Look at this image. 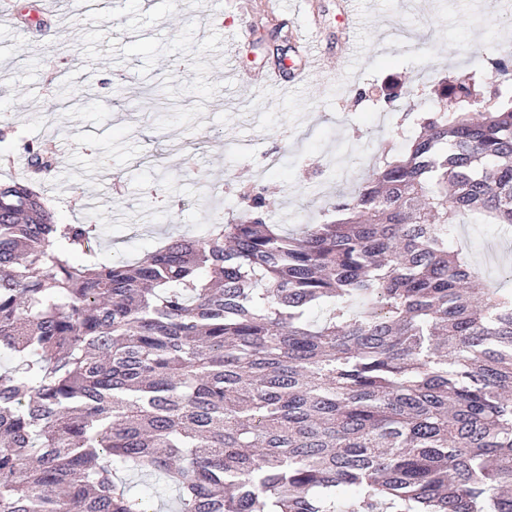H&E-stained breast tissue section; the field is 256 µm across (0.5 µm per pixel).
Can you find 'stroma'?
<instances>
[{
  "mask_svg": "<svg viewBox=\"0 0 512 512\" xmlns=\"http://www.w3.org/2000/svg\"><path fill=\"white\" fill-rule=\"evenodd\" d=\"M319 34L340 86L239 90L224 63V34L251 31L240 61L271 68L296 59L295 25L274 0H112L110 7L32 26L38 0H14L0 27V183L21 178L23 144L46 146L49 175L34 178L56 222L97 224L105 260L134 262L165 237L203 232L238 207L241 186L264 188L273 223L321 222L337 194L354 190L384 147L413 135L405 103L437 109L435 88L461 72L498 93L493 54L508 55L512 0H361L368 21L347 60L338 0H314ZM278 166L264 168L265 154ZM223 183V197L207 185ZM456 242L485 283L512 289V231L467 218Z\"/></svg>",
  "mask_w": 512,
  "mask_h": 512,
  "instance_id": "obj_1",
  "label": "stroma"
}]
</instances>
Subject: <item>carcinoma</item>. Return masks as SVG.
Listing matches in <instances>:
<instances>
[{
    "label": "carcinoma",
    "instance_id": "carcinoma-1",
    "mask_svg": "<svg viewBox=\"0 0 512 512\" xmlns=\"http://www.w3.org/2000/svg\"><path fill=\"white\" fill-rule=\"evenodd\" d=\"M481 89L335 219L290 232L247 186L134 264L0 183V512H512V291L451 246L512 227V93L475 118Z\"/></svg>",
    "mask_w": 512,
    "mask_h": 512
}]
</instances>
